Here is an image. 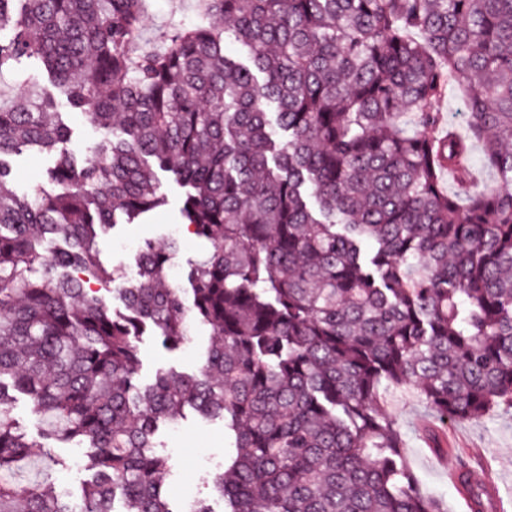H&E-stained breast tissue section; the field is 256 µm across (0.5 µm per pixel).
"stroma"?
<instances>
[{
  "label": "stroma",
  "instance_id": "stroma-1",
  "mask_svg": "<svg viewBox=\"0 0 512 512\" xmlns=\"http://www.w3.org/2000/svg\"><path fill=\"white\" fill-rule=\"evenodd\" d=\"M201 21L194 0H147V17L138 48L142 51L156 48L171 25L193 26ZM27 83H37L48 90L53 87L37 58H22L14 71L0 74V102L9 103ZM56 159V154L34 149L11 157L18 193L51 190L47 172ZM158 179L160 190L167 197L166 205L134 223L119 221L97 240L100 262L119 272L118 278L102 289L111 311L119 312L124 308L121 290L137 276L138 247L143 241L164 243L177 239L179 249L169 272V279L175 284L184 282L191 265L203 259L208 251L203 241L182 227L181 188L166 173H159ZM209 343V336L203 333L181 349L169 352L152 336H143L139 342V384H151L158 371L170 368L184 374L197 372ZM382 399L384 411L395 417L401 428L407 464L425 495L443 499L447 512H457L458 493L451 482L450 472L459 464L467 463L488 473L499 487L505 512H512L511 409L500 407L478 419L448 421L444 428L448 454L440 457L426 448L420 437L422 427L430 422L431 416L417 394L411 390H386ZM156 442L159 451L169 457L170 467L163 481L165 494L177 503L204 498L213 502L216 512H221L223 505L216 500L211 479L223 468L225 457L233 452L232 439L223 420H206L189 410L175 425L160 428ZM58 453L66 465L57 472V483L67 491L72 503H79L82 488L90 477L84 451L64 446Z\"/></svg>",
  "mask_w": 512,
  "mask_h": 512
}]
</instances>
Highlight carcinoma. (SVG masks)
Segmentation results:
<instances>
[{"label":"carcinoma","instance_id":"1","mask_svg":"<svg viewBox=\"0 0 512 512\" xmlns=\"http://www.w3.org/2000/svg\"><path fill=\"white\" fill-rule=\"evenodd\" d=\"M196 2L249 64L210 25L136 54L146 0H0V74L39 58L102 131L92 157L60 150L56 193L20 195L6 157L71 130L34 85L0 104V512H211L162 488L155 435L188 407L233 437L224 512H446L381 390L413 388L438 422L512 407V0ZM452 82L466 128L443 135ZM477 147L496 175L480 189ZM158 169L212 250L187 306L167 282L177 240L144 241L116 314L90 288L116 279L97 238L166 202ZM200 329L198 374L138 385L145 331L174 350ZM425 438L448 454L438 426ZM60 443L93 472L77 510L49 480ZM37 447L45 478L17 482ZM14 414L20 425L26 430L29 438L36 442H42L39 438L41 431V423L37 414L32 412L27 400L18 397L14 404Z\"/></svg>","mask_w":512,"mask_h":512}]
</instances>
